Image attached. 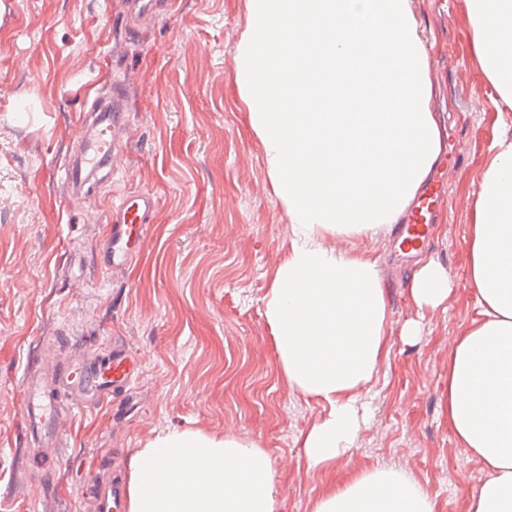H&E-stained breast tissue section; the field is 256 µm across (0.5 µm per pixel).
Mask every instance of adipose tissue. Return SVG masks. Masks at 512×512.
<instances>
[{"label": "adipose tissue", "mask_w": 512, "mask_h": 512, "mask_svg": "<svg viewBox=\"0 0 512 512\" xmlns=\"http://www.w3.org/2000/svg\"><path fill=\"white\" fill-rule=\"evenodd\" d=\"M471 48L512 110V0H468ZM235 81L294 237L264 296L289 387L327 414L299 440L327 480L312 512H437L405 473L337 478L365 422L361 396L388 359L377 258L340 250L400 223L442 152V126L412 0H247ZM476 315L448 353L447 419L489 476L465 512H512V135L489 155L466 238ZM454 292L431 259L412 275L419 315ZM417 319L401 329L420 334ZM126 512H277L269 454L232 433L171 430L131 462Z\"/></svg>", "instance_id": "ef3b65f1"}]
</instances>
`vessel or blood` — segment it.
Masks as SVG:
<instances>
[{
    "mask_svg": "<svg viewBox=\"0 0 512 512\" xmlns=\"http://www.w3.org/2000/svg\"><path fill=\"white\" fill-rule=\"evenodd\" d=\"M81 122L88 130L81 149L60 169L62 179L74 194L99 171L111 170L117 165L123 152L121 94H114L109 111L93 117L82 116ZM440 199V188L430 185L405 230L403 250L421 246L429 230L427 216ZM156 208L157 200L148 191L122 195L118 204L113 205L96 254L103 275L124 270L139 255L146 239V226L151 223ZM138 370L137 359L126 347L110 341L92 344L89 355L53 365L24 380L21 395L26 422L29 427L43 429L44 447H56L68 437L59 421L60 411H68L73 416L111 402L113 395L131 389ZM88 482L97 488L101 512H119V494L112 481L102 480L100 467L90 468Z\"/></svg>",
    "mask_w": 512,
    "mask_h": 512,
    "instance_id": "1",
    "label": "vessel or blood"
}]
</instances>
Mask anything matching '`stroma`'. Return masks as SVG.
<instances>
[{
  "label": "stroma",
  "instance_id": "35a3bbf8",
  "mask_svg": "<svg viewBox=\"0 0 512 512\" xmlns=\"http://www.w3.org/2000/svg\"><path fill=\"white\" fill-rule=\"evenodd\" d=\"M151 22L123 27L121 0H0V512H93L85 473L100 455L128 477L131 459L171 429L233 432L272 460L278 512H311L323 488L298 437L325 414L292 392L263 314L270 277L292 228L249 129L235 83V45L247 0H160ZM430 47L435 107L448 133L433 177L444 225L424 250L402 255L379 232L377 256L390 312V354L363 393L367 422L337 475L374 466L404 472L438 504L463 512L483 463L457 448L444 416L448 350L475 314L465 282L466 230L482 166L512 114L470 49L466 0H413ZM126 93L128 147L119 173L93 196L64 203L59 163L83 134L101 83ZM147 190L158 201L141 254L107 278L95 246L113 200ZM436 259L455 291L417 315L409 280ZM419 319L415 344L400 337ZM105 336L139 360L119 410L70 421L52 460L32 448L20 384L42 343L59 360ZM57 489L43 495L18 463Z\"/></svg>",
  "mask_w": 512,
  "mask_h": 512
}]
</instances>
